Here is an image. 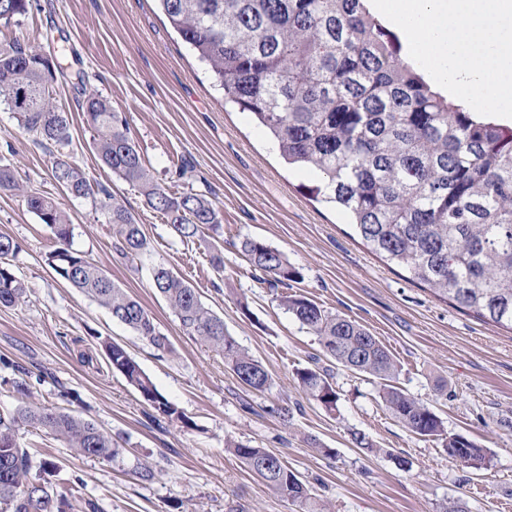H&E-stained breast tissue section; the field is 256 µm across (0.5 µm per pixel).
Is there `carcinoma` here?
I'll list each match as a JSON object with an SVG mask.
<instances>
[{
	"label": "carcinoma",
	"mask_w": 512,
	"mask_h": 512,
	"mask_svg": "<svg viewBox=\"0 0 512 512\" xmlns=\"http://www.w3.org/2000/svg\"><path fill=\"white\" fill-rule=\"evenodd\" d=\"M29 0H0V21L18 20ZM183 42L206 67L228 101L250 114L278 145L284 161L320 174L325 201L342 210L379 257L403 267L478 319L512 330V125L450 99L420 66L401 55L395 34L366 0H159ZM64 50L45 53L17 38L0 43V106L40 146L56 149L51 174L75 198H98L112 227L114 252L135 258L148 246L136 217L104 185H93L61 149L70 141L66 113L55 103V71ZM79 106L93 131L100 163L136 187L175 236L190 241L214 230L220 214L198 193H171L155 182L112 102L82 90ZM0 190L23 191L14 172L0 166ZM28 209L52 231L57 247L47 264L112 318L155 349L172 344L147 308L120 288L86 254L71 247L73 228L54 200L25 194ZM18 244L0 234V305L27 297L11 260ZM241 251L253 269L288 285L299 272L264 241L246 238ZM154 288L183 332L224 356L248 388L272 387L266 367L224 329V320L170 268H153ZM280 304L318 338L324 355L347 370L368 374L390 413L421 437L446 436L448 457L484 462L487 449L460 435H445L439 416L394 385L399 368L364 327L324 310L303 295L283 293ZM112 368L161 416L191 423L162 397L150 376L120 344L102 341ZM303 393L326 408L337 395L327 373L297 371ZM42 430L85 457L118 455L112 436L64 408L28 405L0 414V512H61L43 477L52 462L31 454L20 430ZM227 448L267 486L302 512H327L306 484L275 453L229 441Z\"/></svg>",
	"instance_id": "obj_1"
}]
</instances>
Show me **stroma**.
I'll list each match as a JSON object with an SVG mask.
<instances>
[{"label": "stroma", "instance_id": "1", "mask_svg": "<svg viewBox=\"0 0 512 512\" xmlns=\"http://www.w3.org/2000/svg\"><path fill=\"white\" fill-rule=\"evenodd\" d=\"M19 38L64 48L53 83L70 121L65 151L91 182L109 187L150 242L133 262L116 260L112 232L98 204L68 196L51 175L52 157L0 107V165L26 188L51 197L73 226V247L98 262L137 297L169 337L163 354L47 264L55 247L23 193L0 191V233L19 245L12 260L29 286L24 303L0 307V413L26 404L62 407L112 435V460L78 455L39 430L28 448L51 461L47 475L64 512H298L225 446L236 440L268 449L306 480L333 512H512V331L411 282L365 245L345 215L321 202L316 177L285 166L276 146L236 107L225 104L203 65L189 52L156 0H30L19 22H0V43ZM98 91L126 117L154 180L174 193L212 199L221 226L205 240L176 237L138 189L97 159L93 133L78 108L80 88ZM190 178H180L182 165ZM256 238L284 252L302 274L293 293L355 320L401 366L397 384L424 401L457 434L486 448V468L449 459L444 442L411 433L391 416L367 377L328 363L315 335L281 307L239 246ZM224 249V268L210 262ZM165 264L224 319V326L260 360L270 391L244 387L221 355L187 336L152 286ZM124 346L157 391L187 417L159 416L112 369L100 346ZM328 367L337 393L327 410L301 391L296 372ZM288 408L283 420L279 408ZM365 434L376 450L358 448ZM152 479H142L141 466Z\"/></svg>", "mask_w": 512, "mask_h": 512}]
</instances>
